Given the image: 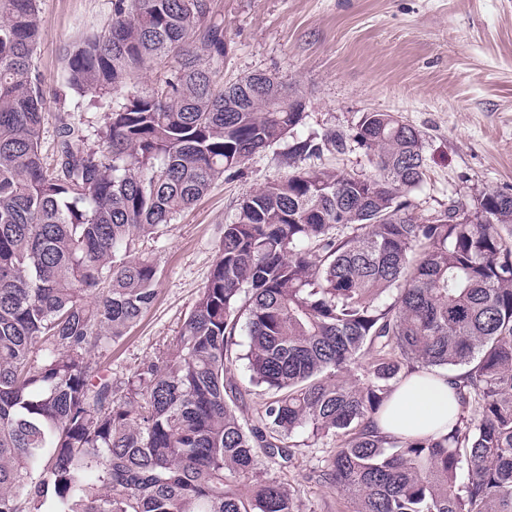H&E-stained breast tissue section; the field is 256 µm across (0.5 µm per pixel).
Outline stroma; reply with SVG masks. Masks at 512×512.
I'll return each mask as SVG.
<instances>
[{
  "label": "stroma",
  "mask_w": 512,
  "mask_h": 512,
  "mask_svg": "<svg viewBox=\"0 0 512 512\" xmlns=\"http://www.w3.org/2000/svg\"><path fill=\"white\" fill-rule=\"evenodd\" d=\"M224 25L223 72L232 83L267 74L302 94L299 136L333 129L344 153L303 167L368 175L374 167L350 136L364 113L392 112L421 135L426 176L410 199L422 219L487 188H512V0H212ZM46 35L34 56L46 100L44 155H51L58 94L69 46L111 21L112 0H39ZM284 139L253 157L241 175L217 181L177 223L139 239L137 254L159 272L141 319L92 360L116 384L169 351L207 284L225 224L239 201L290 172ZM334 441L297 447L283 470L299 512H351L336 489L318 481Z\"/></svg>",
  "instance_id": "35a3bbf8"
}]
</instances>
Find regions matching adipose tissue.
<instances>
[{"mask_svg": "<svg viewBox=\"0 0 512 512\" xmlns=\"http://www.w3.org/2000/svg\"><path fill=\"white\" fill-rule=\"evenodd\" d=\"M456 412L447 374L415 372L397 386L376 416L375 427L395 437L428 435L441 430Z\"/></svg>", "mask_w": 512, "mask_h": 512, "instance_id": "ef3b65f1", "label": "adipose tissue"}]
</instances>
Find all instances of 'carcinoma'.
<instances>
[{
    "label": "carcinoma",
    "mask_w": 512,
    "mask_h": 512,
    "mask_svg": "<svg viewBox=\"0 0 512 512\" xmlns=\"http://www.w3.org/2000/svg\"><path fill=\"white\" fill-rule=\"evenodd\" d=\"M43 36L38 0H0V512H297L268 461L300 432L336 442L318 480L352 512H512V192L419 221L422 138L367 112L353 140L376 174L298 168L244 197L175 349L118 387L91 353L154 300L136 238L288 136L290 163L346 138L297 136L305 113L278 100L305 99L280 83L224 84L210 0H112L62 75L103 125L92 141L60 118L48 165ZM158 60L163 85L131 91ZM241 359L264 397L252 420L228 376ZM413 362L465 368L461 412L445 433L382 435L372 419Z\"/></svg>",
    "instance_id": "1"
}]
</instances>
